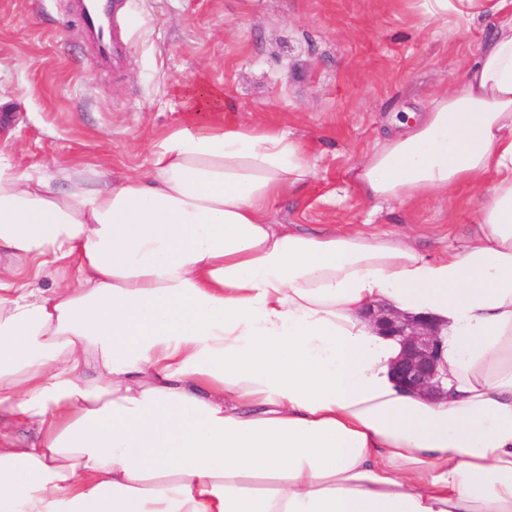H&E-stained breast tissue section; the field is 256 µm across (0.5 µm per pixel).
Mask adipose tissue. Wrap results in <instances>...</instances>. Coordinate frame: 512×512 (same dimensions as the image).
Instances as JSON below:
<instances>
[{"mask_svg":"<svg viewBox=\"0 0 512 512\" xmlns=\"http://www.w3.org/2000/svg\"><path fill=\"white\" fill-rule=\"evenodd\" d=\"M460 89L352 169L371 203L478 191L435 256L272 224L312 165L287 132L187 121L120 184L0 156V512H512V0ZM442 329L448 395L401 389L368 308ZM36 263L26 262L22 263L19 268V283H28L32 288H41L48 290L50 288H56L60 282V277L55 273H42L36 275Z\"/></svg>","mask_w":512,"mask_h":512,"instance_id":"adipose-tissue-1","label":"adipose tissue"}]
</instances>
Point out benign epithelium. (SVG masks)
I'll use <instances>...</instances> for the list:
<instances>
[{"label":"benign epithelium","instance_id":"obj_1","mask_svg":"<svg viewBox=\"0 0 512 512\" xmlns=\"http://www.w3.org/2000/svg\"><path fill=\"white\" fill-rule=\"evenodd\" d=\"M366 316L380 330L402 338L404 349L394 373L404 389L434 398L448 395L443 341L436 322L423 316L398 315L381 305L368 309Z\"/></svg>","mask_w":512,"mask_h":512}]
</instances>
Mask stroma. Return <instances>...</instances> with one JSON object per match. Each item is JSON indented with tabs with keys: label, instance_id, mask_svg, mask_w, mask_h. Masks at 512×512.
Masks as SVG:
<instances>
[{
	"label": "stroma",
	"instance_id": "stroma-1",
	"mask_svg": "<svg viewBox=\"0 0 512 512\" xmlns=\"http://www.w3.org/2000/svg\"><path fill=\"white\" fill-rule=\"evenodd\" d=\"M70 0H0V153L20 168L95 166L113 182L150 168V145L189 119L187 86L224 94L215 122L275 127L305 145L313 176L269 219L413 236L425 254L465 238L472 189L374 209L351 169L392 128L459 89L489 20H430L424 0H128V45L103 69Z\"/></svg>",
	"mask_w": 512,
	"mask_h": 512
}]
</instances>
